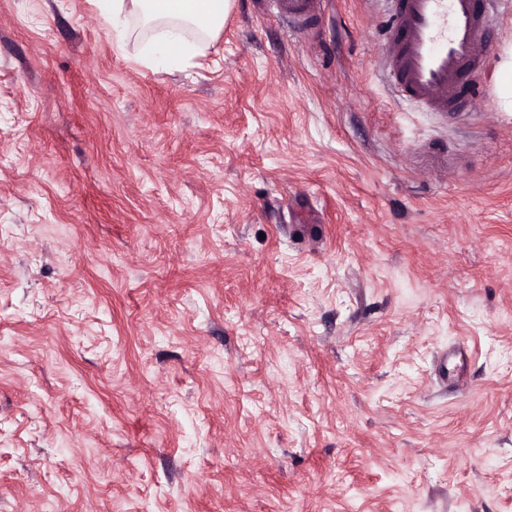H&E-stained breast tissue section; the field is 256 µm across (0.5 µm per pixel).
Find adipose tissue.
<instances>
[{
	"label": "adipose tissue",
	"instance_id": "adipose-tissue-1",
	"mask_svg": "<svg viewBox=\"0 0 512 512\" xmlns=\"http://www.w3.org/2000/svg\"><path fill=\"white\" fill-rule=\"evenodd\" d=\"M111 13L114 26H121L124 17L134 15L148 27H163L167 39L157 50V59L171 62L185 52L180 31L193 28L201 35L219 32L231 9L232 0H103Z\"/></svg>",
	"mask_w": 512,
	"mask_h": 512
}]
</instances>
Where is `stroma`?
Returning <instances> with one entry per match:
<instances>
[{
  "label": "stroma",
  "instance_id": "1",
  "mask_svg": "<svg viewBox=\"0 0 512 512\" xmlns=\"http://www.w3.org/2000/svg\"><path fill=\"white\" fill-rule=\"evenodd\" d=\"M387 25L0 0V512H512V14L455 120ZM112 14V22L124 35L123 17L135 15L148 27L167 28L168 38L157 50V61L173 62L185 52L180 39L183 28H193L202 36L219 32L230 12L232 0H102ZM498 95L505 110H512V50L499 66Z\"/></svg>",
  "mask_w": 512,
  "mask_h": 512
}]
</instances>
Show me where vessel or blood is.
Segmentation results:
<instances>
[{"mask_svg": "<svg viewBox=\"0 0 512 512\" xmlns=\"http://www.w3.org/2000/svg\"><path fill=\"white\" fill-rule=\"evenodd\" d=\"M299 26L316 21L320 0H273ZM382 47L384 72L401 99L432 112L468 110L490 51L484 0H391Z\"/></svg>", "mask_w": 512, "mask_h": 512, "instance_id": "vessel-or-blood-1", "label": "vessel or blood"}]
</instances>
